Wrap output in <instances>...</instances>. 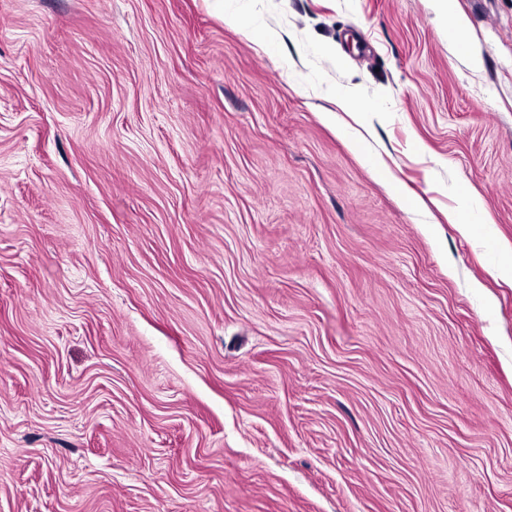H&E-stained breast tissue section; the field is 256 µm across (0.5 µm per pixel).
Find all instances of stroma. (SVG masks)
Returning <instances> with one entry per match:
<instances>
[{"mask_svg": "<svg viewBox=\"0 0 512 512\" xmlns=\"http://www.w3.org/2000/svg\"><path fill=\"white\" fill-rule=\"evenodd\" d=\"M457 5L0 0V512H512V0ZM438 12L448 22V39L459 44L464 40V32L456 16V0H435Z\"/></svg>", "mask_w": 512, "mask_h": 512, "instance_id": "35a3bbf8", "label": "stroma"}]
</instances>
